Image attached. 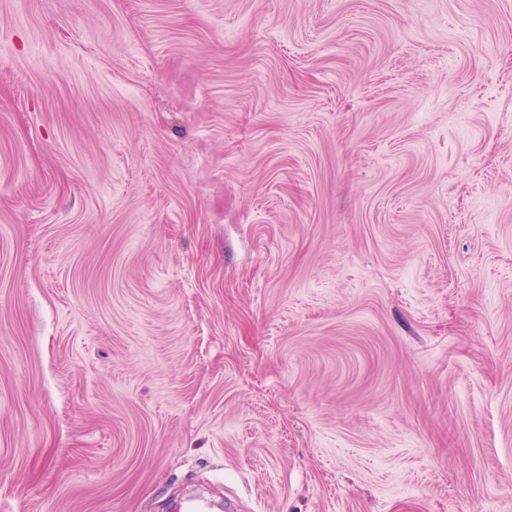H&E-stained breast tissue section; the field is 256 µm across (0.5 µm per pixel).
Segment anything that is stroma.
<instances>
[{
    "instance_id": "stroma-1",
    "label": "stroma",
    "mask_w": 512,
    "mask_h": 512,
    "mask_svg": "<svg viewBox=\"0 0 512 512\" xmlns=\"http://www.w3.org/2000/svg\"><path fill=\"white\" fill-rule=\"evenodd\" d=\"M512 512V0H0V512Z\"/></svg>"
}]
</instances>
